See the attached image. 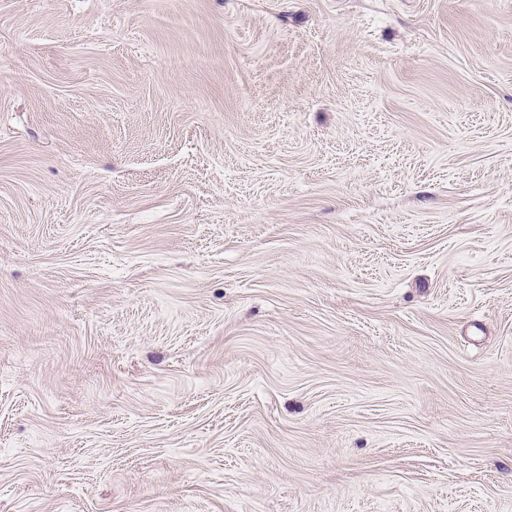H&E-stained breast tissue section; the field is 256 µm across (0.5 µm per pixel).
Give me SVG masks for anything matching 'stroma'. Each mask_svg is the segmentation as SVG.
Segmentation results:
<instances>
[{
  "mask_svg": "<svg viewBox=\"0 0 512 512\" xmlns=\"http://www.w3.org/2000/svg\"><path fill=\"white\" fill-rule=\"evenodd\" d=\"M0 512H512V0H0Z\"/></svg>",
  "mask_w": 512,
  "mask_h": 512,
  "instance_id": "stroma-1",
  "label": "stroma"
}]
</instances>
